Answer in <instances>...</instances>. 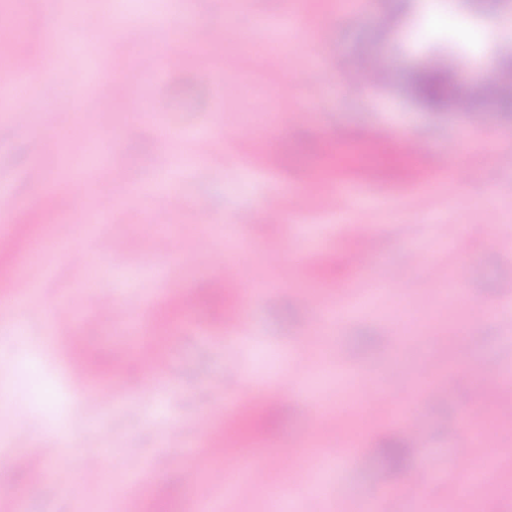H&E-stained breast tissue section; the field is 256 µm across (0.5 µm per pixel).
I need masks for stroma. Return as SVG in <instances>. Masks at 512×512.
Masks as SVG:
<instances>
[{"label": "stroma", "instance_id": "obj_1", "mask_svg": "<svg viewBox=\"0 0 512 512\" xmlns=\"http://www.w3.org/2000/svg\"><path fill=\"white\" fill-rule=\"evenodd\" d=\"M43 9L62 18L60 40L26 29L13 54L48 52L50 65L20 83L0 54V86L14 88L0 105V229L16 244L0 254V512H116L125 498L139 512H448L449 465L489 424L468 512H512V104L485 101L475 120L406 88L439 57L464 89L489 85L512 48V0L481 12L467 0H0V22ZM288 10L298 23L287 47L253 38L256 17ZM171 28L212 50L149 75L146 58L179 49ZM370 59L389 84L350 88ZM157 99L159 117L147 109ZM17 108L35 123L13 128ZM287 108L298 118L284 128ZM333 137L349 141L354 168L332 169ZM163 152L190 163L168 178ZM434 155L446 171L423 170ZM35 166L47 181L28 179ZM78 168L89 184L128 183L129 197L93 199L108 222L61 205ZM340 182L356 199L323 210L320 195ZM153 183L182 206L164 208ZM271 199L286 222L264 220ZM239 212L252 224L230 228ZM325 260L332 274L311 281ZM362 267L389 290L322 329L317 307L342 301ZM452 279L465 286L454 303L443 293ZM30 287L35 299L17 305ZM110 299L134 324L96 309ZM73 336L115 400L89 401ZM351 374L393 410L350 396ZM319 377L320 402L358 422L342 460L304 400ZM283 380L292 393L278 391ZM262 398L276 403L268 426L215 455L231 402ZM397 439L405 460L391 465L380 449ZM16 454L45 472L43 496L27 495L26 472L7 463ZM85 455L112 465L81 469ZM247 458L268 467L249 494L211 478ZM424 471L434 478L422 491L401 492Z\"/></svg>", "mask_w": 512, "mask_h": 512}]
</instances>
